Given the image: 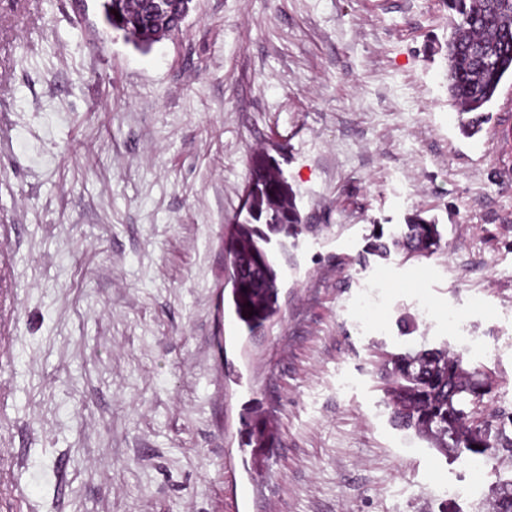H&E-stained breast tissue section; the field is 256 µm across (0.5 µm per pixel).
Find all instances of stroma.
Returning <instances> with one entry per match:
<instances>
[{"label": "stroma", "instance_id": "obj_1", "mask_svg": "<svg viewBox=\"0 0 512 512\" xmlns=\"http://www.w3.org/2000/svg\"><path fill=\"white\" fill-rule=\"evenodd\" d=\"M447 41L443 0H194L146 52L0 0V512H232L248 406L277 432L248 512H489L512 460L467 473L380 377L446 348L512 408V79L462 137ZM262 154L306 227L251 331L224 237ZM416 212L437 253H367Z\"/></svg>", "mask_w": 512, "mask_h": 512}]
</instances>
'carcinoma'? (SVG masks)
<instances>
[{
    "label": "carcinoma",
    "mask_w": 512,
    "mask_h": 512,
    "mask_svg": "<svg viewBox=\"0 0 512 512\" xmlns=\"http://www.w3.org/2000/svg\"><path fill=\"white\" fill-rule=\"evenodd\" d=\"M97 2L105 28L141 51L179 32L193 9V0ZM448 9L453 12L448 97L463 115L461 134L472 137L489 119L503 81L512 77V0H448ZM246 196L245 216L233 225L224 247L234 266L235 313L252 329L273 315L277 296L278 271L263 244L272 234L297 237L303 217L283 172L264 160L255 163ZM393 244L430 256L441 248V233L437 224L416 215ZM478 374L446 348L395 356L385 389L395 425L414 431L444 454L466 453L485 465L505 455L512 458V410L500 407L476 425L472 413L460 408L461 394L480 383ZM492 512H512V480L499 486Z\"/></svg>",
    "instance_id": "1"
}]
</instances>
